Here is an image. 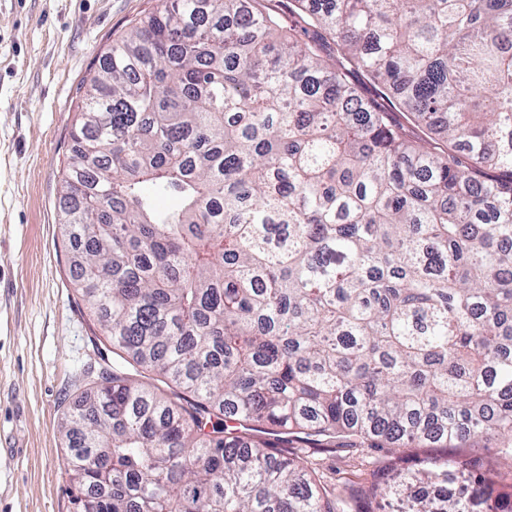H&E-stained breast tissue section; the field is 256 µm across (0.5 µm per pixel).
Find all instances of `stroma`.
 <instances>
[{
	"mask_svg": "<svg viewBox=\"0 0 512 512\" xmlns=\"http://www.w3.org/2000/svg\"><path fill=\"white\" fill-rule=\"evenodd\" d=\"M158 0H0V512H75L59 432L112 365V344L73 284L59 179L100 55ZM344 485L435 457L478 456L495 492L512 468L478 435L447 447L307 449Z\"/></svg>",
	"mask_w": 512,
	"mask_h": 512,
	"instance_id": "stroma-1",
	"label": "stroma"
}]
</instances>
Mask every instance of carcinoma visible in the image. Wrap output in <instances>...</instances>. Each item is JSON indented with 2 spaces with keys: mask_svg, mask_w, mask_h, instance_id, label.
I'll use <instances>...</instances> for the list:
<instances>
[{
  "mask_svg": "<svg viewBox=\"0 0 512 512\" xmlns=\"http://www.w3.org/2000/svg\"><path fill=\"white\" fill-rule=\"evenodd\" d=\"M158 2L59 180L127 364L62 426L76 512H354L422 481L408 512H473L486 484L445 482L477 457L338 493L282 449L478 432L512 468V0H290L327 54L268 0Z\"/></svg>",
  "mask_w": 512,
  "mask_h": 512,
  "instance_id": "1",
  "label": "carcinoma"
}]
</instances>
